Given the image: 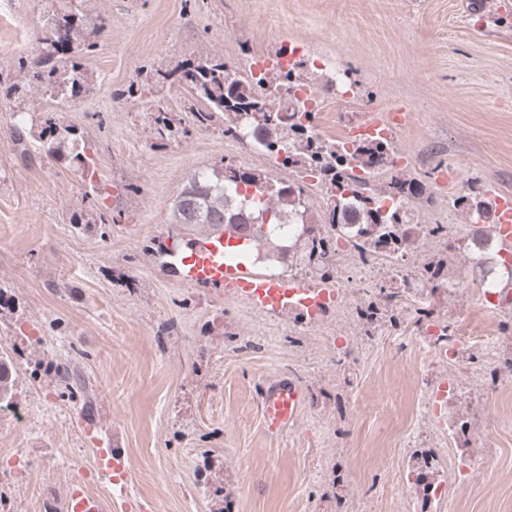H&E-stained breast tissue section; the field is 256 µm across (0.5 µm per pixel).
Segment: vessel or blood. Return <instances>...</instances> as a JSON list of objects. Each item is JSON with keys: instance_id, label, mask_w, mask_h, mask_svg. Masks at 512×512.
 I'll return each instance as SVG.
<instances>
[{"instance_id": "b4317fda", "label": "vessel or blood", "mask_w": 512, "mask_h": 512, "mask_svg": "<svg viewBox=\"0 0 512 512\" xmlns=\"http://www.w3.org/2000/svg\"><path fill=\"white\" fill-rule=\"evenodd\" d=\"M167 265L187 282L237 295L274 315L292 312L302 316L318 305L334 304L332 295L323 286L271 278L254 271L241 249L226 244L220 229L207 230L195 238L188 254L171 253ZM259 400L266 433L279 437L296 422L303 407L304 391L295 381L280 378L262 386ZM98 472L102 480L119 488V496L98 495L77 483L61 500L59 512H153L150 501L128 493L125 455L111 440L102 442Z\"/></svg>"}]
</instances>
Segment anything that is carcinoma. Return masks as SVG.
I'll return each mask as SVG.
<instances>
[{
    "label": "carcinoma",
    "mask_w": 512,
    "mask_h": 512,
    "mask_svg": "<svg viewBox=\"0 0 512 512\" xmlns=\"http://www.w3.org/2000/svg\"><path fill=\"white\" fill-rule=\"evenodd\" d=\"M42 16L38 34L39 53L23 67V80L7 88L0 86V103L16 111L23 110V104L34 93L40 95L50 106L51 112L43 122L39 133L23 123L11 128V135L21 151L29 148L57 162L69 161L79 165L89 164L87 151L91 149L84 135L76 128L65 125L53 117L61 112L80 95L93 89V73L86 68L83 60L96 51L97 33L105 27V20L88 15L83 8L86 0H41ZM173 81L186 88L195 101L192 109L193 122L200 128H207L218 121L223 122V132L239 128L242 122L259 125V129L271 134L267 148L298 149L300 128L287 122L289 112L296 100L289 97L292 76H272L258 85L243 82L228 72L220 56L199 58L192 63L180 65L162 75L160 83ZM148 111L151 112L157 145L188 135L184 127L174 124L171 118L163 88L151 92ZM394 153L390 142L358 146L351 159L355 166L373 175L375 170L386 166L388 157ZM352 166L336 165L328 168L327 175L336 180L338 194L327 197L326 208L321 220L325 224L341 223L340 208L344 203L346 190L344 181L353 179ZM246 185L250 193L241 194L236 190L227 192L224 185L231 182L239 186L237 168L227 164L224 168H213L191 179L181 190L174 204V224L177 227L196 226L209 229L220 227L224 234L240 238L277 253L279 247L270 235L255 230L256 224H277L280 212L286 210L300 217L302 223H312V204L301 182L275 180L263 171H247ZM386 195L400 198L405 205L421 194L420 185L414 180L395 179L385 188ZM469 214L474 223L489 218V205L484 193L472 187L471 193L453 201ZM371 223L379 227L374 243H379L386 234L388 224H410L409 211L389 216L374 215ZM13 363L8 356L0 355V401L11 395L10 377Z\"/></svg>",
    "instance_id": "obj_1"
}]
</instances>
